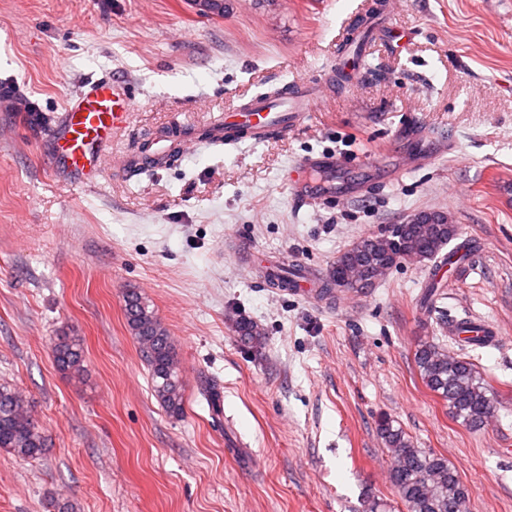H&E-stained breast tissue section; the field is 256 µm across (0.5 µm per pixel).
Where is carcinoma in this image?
Here are the masks:
<instances>
[{
    "mask_svg": "<svg viewBox=\"0 0 512 512\" xmlns=\"http://www.w3.org/2000/svg\"><path fill=\"white\" fill-rule=\"evenodd\" d=\"M447 217L443 212L417 214L419 222L405 225L400 235L392 233L367 236L363 245L352 244L336 257L325 278V288H350L352 277L361 281L373 277L379 266L391 265L399 255L431 261L457 237L452 222L438 223ZM260 273L278 280V286L288 288V267H264ZM125 316L132 336L140 345L142 357L149 369L155 398L165 412L175 418L184 412V388L178 356L167 329L149 310L144 298L129 292L125 296ZM240 340L260 346L265 336L252 322L236 325ZM54 359L64 374L78 378L83 372V344L77 336H60L54 344ZM415 364L425 386L445 402L452 416L461 424L477 429L487 422L490 398L475 365L461 355L436 343L418 345ZM378 431L394 458L391 480L407 507V512H464L469 490L460 481L448 460L414 447L405 432L383 418ZM48 436L28 412V401L21 391L0 384V450L20 459L44 453Z\"/></svg>",
    "mask_w": 512,
    "mask_h": 512,
    "instance_id": "carcinoma-1",
    "label": "carcinoma"
}]
</instances>
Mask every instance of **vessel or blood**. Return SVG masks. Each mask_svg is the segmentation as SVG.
I'll return each instance as SVG.
<instances>
[{
	"mask_svg": "<svg viewBox=\"0 0 512 512\" xmlns=\"http://www.w3.org/2000/svg\"><path fill=\"white\" fill-rule=\"evenodd\" d=\"M321 95V82L309 81L280 96H260L241 103L212 123L211 140L236 145L279 137L300 126L308 113L315 111ZM133 105L130 97L120 94L106 80L91 83L71 99L53 138L60 168L83 176L85 185H94L99 177L98 156L113 132L124 124ZM334 166L332 156H305L287 168L288 184L303 202H310L322 195L315 189L312 176Z\"/></svg>",
	"mask_w": 512,
	"mask_h": 512,
	"instance_id": "b4317fda",
	"label": "vessel or blood"
}]
</instances>
